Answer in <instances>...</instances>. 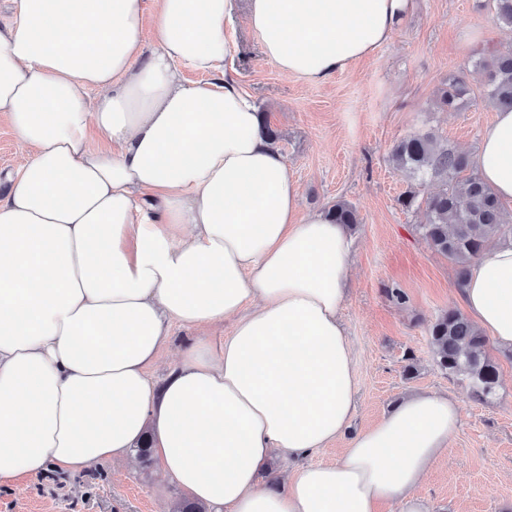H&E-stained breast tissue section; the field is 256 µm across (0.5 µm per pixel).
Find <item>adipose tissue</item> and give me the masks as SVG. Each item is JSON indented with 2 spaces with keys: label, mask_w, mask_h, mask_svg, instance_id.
<instances>
[{
  "label": "adipose tissue",
  "mask_w": 512,
  "mask_h": 512,
  "mask_svg": "<svg viewBox=\"0 0 512 512\" xmlns=\"http://www.w3.org/2000/svg\"><path fill=\"white\" fill-rule=\"evenodd\" d=\"M406 3L248 0L246 22L268 62L319 84L385 45ZM15 4L0 126L28 159L0 199V485L146 442L209 512H430L414 490L448 450L457 403L413 393L351 433L349 232L301 213L263 114L224 68L235 0ZM184 65L210 81L185 82ZM473 161L512 202V110L495 111ZM460 293L512 351V242ZM227 319L232 333L210 336ZM173 322L200 335L154 384ZM334 443L335 460L308 463ZM276 455L295 468L273 489L261 476Z\"/></svg>",
  "instance_id": "adipose-tissue-1"
}]
</instances>
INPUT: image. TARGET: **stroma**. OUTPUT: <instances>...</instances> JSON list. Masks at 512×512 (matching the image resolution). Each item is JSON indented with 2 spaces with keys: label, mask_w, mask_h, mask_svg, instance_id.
Here are the masks:
<instances>
[{
  "label": "stroma",
  "mask_w": 512,
  "mask_h": 512,
  "mask_svg": "<svg viewBox=\"0 0 512 512\" xmlns=\"http://www.w3.org/2000/svg\"><path fill=\"white\" fill-rule=\"evenodd\" d=\"M236 30L232 73L277 131L276 146L300 184L303 211L344 201L358 214L342 307L357 369L353 430L373 426L410 393L456 399L459 429L415 494L431 512H512V359L487 344L486 353L499 364L500 387L484 403L435 365L428 326L462 303L452 265L416 229L423 211L399 205L413 181L389 159L397 140L421 130L435 133L441 144L476 153L494 108L472 69L479 43L471 37L481 33L483 42L505 50L512 46L505 28L487 0H410L380 50L319 85L264 62L260 41L244 19H237ZM463 67L468 104L438 109L440 88ZM393 288L405 294V303L391 298ZM197 336L192 328L173 325L149 376L162 380ZM410 364L417 368L411 378L405 372ZM186 498L158 462L139 459L119 473L104 463L73 475L50 471L0 485V512H174Z\"/></svg>",
  "instance_id": "35a3bbf8"
}]
</instances>
